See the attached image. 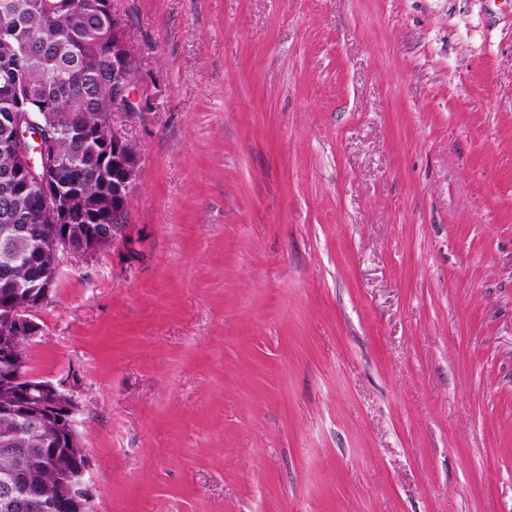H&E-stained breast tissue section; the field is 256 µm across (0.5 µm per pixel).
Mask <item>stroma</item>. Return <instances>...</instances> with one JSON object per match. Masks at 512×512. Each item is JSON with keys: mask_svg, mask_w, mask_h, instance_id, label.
Wrapping results in <instances>:
<instances>
[{"mask_svg": "<svg viewBox=\"0 0 512 512\" xmlns=\"http://www.w3.org/2000/svg\"><path fill=\"white\" fill-rule=\"evenodd\" d=\"M128 238L32 372L94 512H512V0H112Z\"/></svg>", "mask_w": 512, "mask_h": 512, "instance_id": "obj_1", "label": "stroma"}]
</instances>
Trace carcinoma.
Wrapping results in <instances>:
<instances>
[{
    "mask_svg": "<svg viewBox=\"0 0 512 512\" xmlns=\"http://www.w3.org/2000/svg\"><path fill=\"white\" fill-rule=\"evenodd\" d=\"M112 0H0V225L29 224L32 230L0 250V269L16 289L0 288V318L25 301H35L30 285L58 286L54 241L67 237L72 259L84 251L112 245L118 233L113 215L126 213L127 195L119 191L126 169L138 165V150L121 152L112 161L107 124L112 120V89L135 67L134 54L123 45V59L112 58ZM42 105L59 159L56 180L60 204L70 223L38 221L39 196L16 178L17 160L7 124L20 101ZM0 358V477L9 478L28 499L23 512H64L56 502L29 497V487L56 488L59 479L79 475L85 456L71 452L67 434L51 419H40L20 385L4 383Z\"/></svg>",
    "mask_w": 512,
    "mask_h": 512,
    "instance_id": "obj_1",
    "label": "carcinoma"
}]
</instances>
